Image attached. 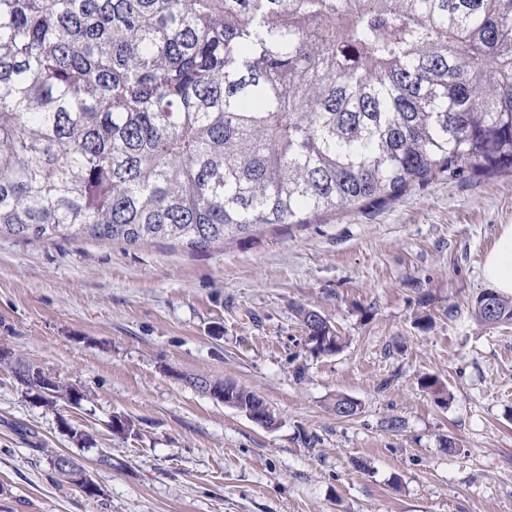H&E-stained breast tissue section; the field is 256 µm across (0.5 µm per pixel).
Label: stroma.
I'll use <instances>...</instances> for the list:
<instances>
[{
  "label": "stroma",
  "mask_w": 512,
  "mask_h": 512,
  "mask_svg": "<svg viewBox=\"0 0 512 512\" xmlns=\"http://www.w3.org/2000/svg\"><path fill=\"white\" fill-rule=\"evenodd\" d=\"M505 224L512 173L471 171L197 251L0 236V347L89 394L42 406L0 364V512H512V325L473 307ZM302 308L337 353L308 348ZM186 375L251 390L273 426ZM57 453L98 496L58 481ZM300 316L305 330L308 331L306 336H316L313 341L307 343L311 345L312 351L332 354L341 348L340 336L320 313L312 309H302Z\"/></svg>",
  "instance_id": "obj_1"
}]
</instances>
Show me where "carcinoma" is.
Returning <instances> with one entry per match:
<instances>
[{"label":"carcinoma","instance_id":"carcinoma-1","mask_svg":"<svg viewBox=\"0 0 512 512\" xmlns=\"http://www.w3.org/2000/svg\"><path fill=\"white\" fill-rule=\"evenodd\" d=\"M467 169L512 171V0H0V234L201 250Z\"/></svg>","mask_w":512,"mask_h":512}]
</instances>
